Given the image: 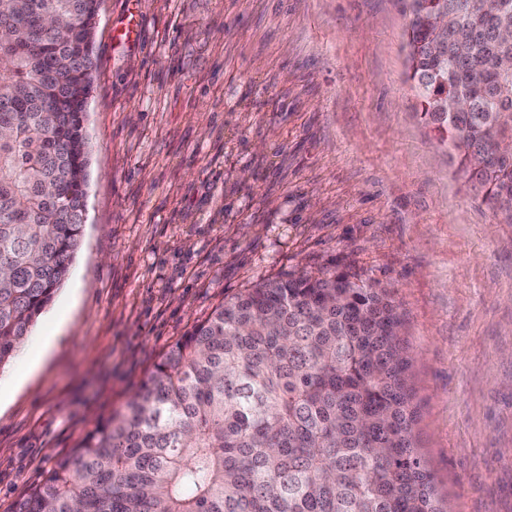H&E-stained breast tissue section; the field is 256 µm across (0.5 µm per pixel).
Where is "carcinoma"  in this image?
Listing matches in <instances>:
<instances>
[{
  "instance_id": "obj_1",
  "label": "carcinoma",
  "mask_w": 512,
  "mask_h": 512,
  "mask_svg": "<svg viewBox=\"0 0 512 512\" xmlns=\"http://www.w3.org/2000/svg\"><path fill=\"white\" fill-rule=\"evenodd\" d=\"M97 0H0V370L85 224ZM422 113L512 212V41L487 0H403ZM86 26L85 45L64 34ZM442 37L446 64L431 46ZM470 96L466 112L440 105ZM391 291L339 270L224 299L13 512H444L416 451Z\"/></svg>"
}]
</instances>
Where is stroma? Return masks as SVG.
<instances>
[{
  "label": "stroma",
  "mask_w": 512,
  "mask_h": 512,
  "mask_svg": "<svg viewBox=\"0 0 512 512\" xmlns=\"http://www.w3.org/2000/svg\"><path fill=\"white\" fill-rule=\"evenodd\" d=\"M405 24L401 0H103L87 221L0 370V512L225 298L334 267L399 306L445 512H512V218L426 124Z\"/></svg>",
  "instance_id": "stroma-1"
}]
</instances>
